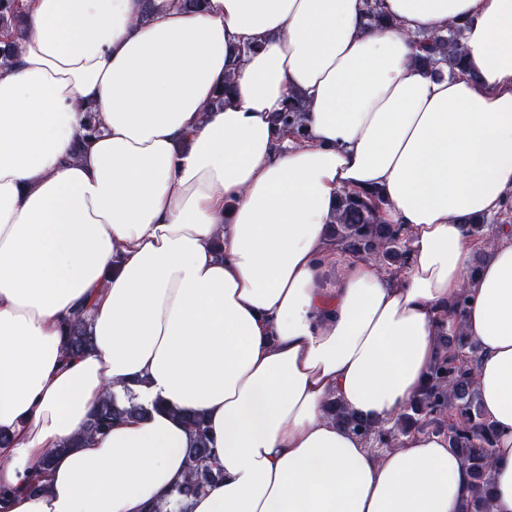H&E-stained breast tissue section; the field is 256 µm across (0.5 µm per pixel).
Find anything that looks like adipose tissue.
<instances>
[{
    "instance_id": "ef3b65f1",
    "label": "adipose tissue",
    "mask_w": 512,
    "mask_h": 512,
    "mask_svg": "<svg viewBox=\"0 0 512 512\" xmlns=\"http://www.w3.org/2000/svg\"><path fill=\"white\" fill-rule=\"evenodd\" d=\"M379 7L399 27L365 0H24L0 70V512H177L186 414L224 473L190 512H461L444 434L374 448L326 411L391 424L461 297L490 512H512V234L475 268L467 223L512 195V0ZM453 23L469 68L431 75L413 39ZM294 92L299 137L272 124ZM342 189L382 191L398 277L332 246ZM79 309L92 347L68 359ZM108 391L151 415L81 442Z\"/></svg>"
}]
</instances>
